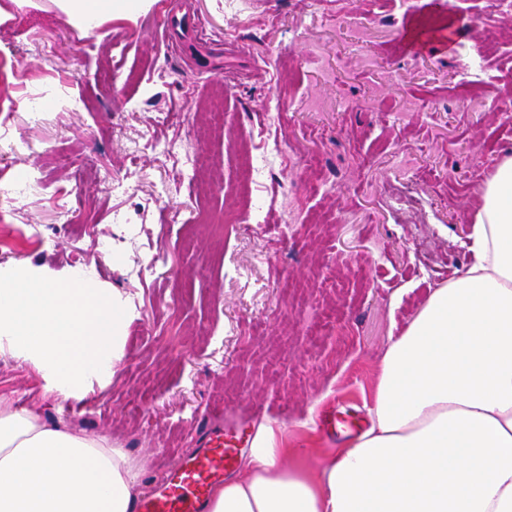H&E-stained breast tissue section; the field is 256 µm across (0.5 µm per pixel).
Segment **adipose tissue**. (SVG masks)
<instances>
[{
    "label": "adipose tissue",
    "mask_w": 512,
    "mask_h": 512,
    "mask_svg": "<svg viewBox=\"0 0 512 512\" xmlns=\"http://www.w3.org/2000/svg\"><path fill=\"white\" fill-rule=\"evenodd\" d=\"M93 34L136 0H56ZM465 274L383 358L371 427L318 469L258 425L208 512H512V156L483 184ZM139 465L106 435L0 409V512H133Z\"/></svg>",
    "instance_id": "adipose-tissue-1"
}]
</instances>
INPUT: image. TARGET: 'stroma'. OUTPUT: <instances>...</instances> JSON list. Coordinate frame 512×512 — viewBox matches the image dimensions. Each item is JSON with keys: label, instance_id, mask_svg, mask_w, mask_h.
<instances>
[{"label": "stroma", "instance_id": "obj_1", "mask_svg": "<svg viewBox=\"0 0 512 512\" xmlns=\"http://www.w3.org/2000/svg\"><path fill=\"white\" fill-rule=\"evenodd\" d=\"M413 14L454 42L403 51L393 0H140L89 36L52 0H0V267L83 271L129 311L110 382L49 397L0 355V408L109 435L146 492L207 414L275 421L324 463L343 439L321 417L368 409L389 344L469 266L475 197L512 153V14ZM465 59L484 67L468 97ZM275 139L251 187L264 223H201L241 207L242 158ZM310 170L329 191H305Z\"/></svg>", "mask_w": 512, "mask_h": 512}]
</instances>
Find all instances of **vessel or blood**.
Returning a JSON list of instances; mask_svg holds the SVG:
<instances>
[{
	"label": "vessel or blood",
	"instance_id": "b4317fda",
	"mask_svg": "<svg viewBox=\"0 0 512 512\" xmlns=\"http://www.w3.org/2000/svg\"><path fill=\"white\" fill-rule=\"evenodd\" d=\"M250 441L243 423H207L196 451L167 470L154 492L137 502L135 512H206L213 487L223 484Z\"/></svg>",
	"mask_w": 512,
	"mask_h": 512
}]
</instances>
